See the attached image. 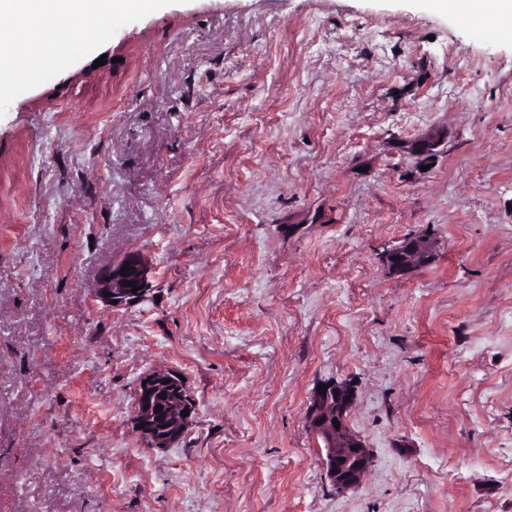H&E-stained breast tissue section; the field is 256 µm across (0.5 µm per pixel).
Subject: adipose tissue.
Wrapping results in <instances>:
<instances>
[{
  "label": "adipose tissue",
  "mask_w": 512,
  "mask_h": 512,
  "mask_svg": "<svg viewBox=\"0 0 512 512\" xmlns=\"http://www.w3.org/2000/svg\"><path fill=\"white\" fill-rule=\"evenodd\" d=\"M137 0H0V81L18 68L34 71L61 48L74 22L129 8Z\"/></svg>",
  "instance_id": "1"
}]
</instances>
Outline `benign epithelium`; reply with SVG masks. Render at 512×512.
Here are the masks:
<instances>
[{
  "instance_id": "obj_1",
  "label": "benign epithelium",
  "mask_w": 512,
  "mask_h": 512,
  "mask_svg": "<svg viewBox=\"0 0 512 512\" xmlns=\"http://www.w3.org/2000/svg\"><path fill=\"white\" fill-rule=\"evenodd\" d=\"M444 144L441 131L434 130L411 145V153L419 157H434ZM435 256V243L425 234H412L382 256L387 270L398 276H409L429 265ZM130 264L127 275L120 274ZM150 267L138 253H129L110 266L98 279L96 297L104 303L116 301L126 306L141 301L149 291ZM134 283L137 291L124 285ZM109 296H103V293ZM171 384L177 388L176 399L164 414L155 412L157 387ZM322 391H313L307 408L309 430L320 439L326 452L327 476L336 491L344 493L363 484L372 465V457L365 440L349 425V415L356 400L354 386L346 381L325 382ZM189 410V415L182 414ZM195 404L184 382L165 370H152L144 374L136 387L133 428L152 448H168L185 432L194 413ZM339 425H334L333 420Z\"/></svg>"
}]
</instances>
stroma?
Segmentation results:
<instances>
[{"label":"stroma","mask_w":512,"mask_h":512,"mask_svg":"<svg viewBox=\"0 0 512 512\" xmlns=\"http://www.w3.org/2000/svg\"><path fill=\"white\" fill-rule=\"evenodd\" d=\"M411 233L435 258L392 275ZM129 252L152 289L107 307ZM156 369L196 403L163 450ZM329 379L373 458L343 494L305 423ZM0 512H512V37L436 0H143L0 82ZM444 144L440 130H433L427 136L415 141L411 145V153L419 157H434ZM125 263H130V269L124 271L127 276L120 274ZM150 267L146 260L139 253H128L119 261L110 266L98 279L96 297L112 307L131 305L141 301L149 291ZM124 281L134 282V286H142L136 293L132 292L133 286H124ZM103 292L111 293V296L104 297ZM118 300L116 304L110 301ZM165 380H169V383H165ZM167 385L179 388L176 391L175 403L168 412L159 410V413H155L158 405L155 398L157 387ZM185 408L189 409L188 416L182 414ZM194 409V400L180 377L165 370H152L140 378L136 387L133 428L150 447L168 448L181 438ZM162 413L167 424L165 428L158 429L157 424ZM140 425H143V428H140ZM160 431L164 433L160 435Z\"/></svg>","instance_id":"obj_1"}]
</instances>
